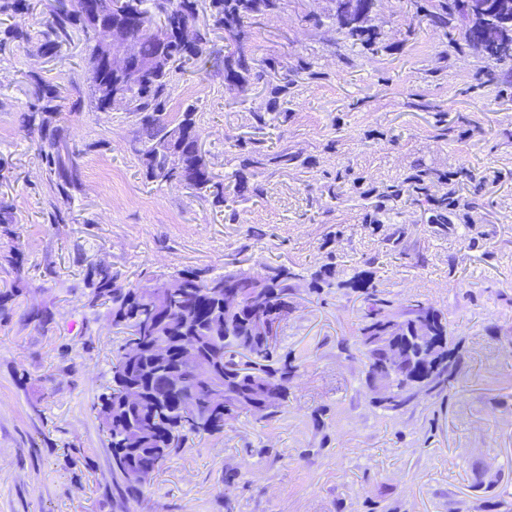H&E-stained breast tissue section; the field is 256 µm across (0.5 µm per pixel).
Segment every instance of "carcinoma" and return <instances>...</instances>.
I'll return each instance as SVG.
<instances>
[{"label": "carcinoma", "mask_w": 512, "mask_h": 512, "mask_svg": "<svg viewBox=\"0 0 512 512\" xmlns=\"http://www.w3.org/2000/svg\"><path fill=\"white\" fill-rule=\"evenodd\" d=\"M96 16L67 8L66 0H50L43 30L37 42H32L29 30L17 24L3 30L0 48L12 42L32 45V53L41 57L56 55L70 41L73 33L84 35L87 50L90 98L98 112L112 111V92L123 79L112 73L110 63L100 57V49L108 38L138 34L145 25L164 22L169 28L166 44L146 37L141 40L140 53L145 59L162 58L153 70L135 87L127 88L121 110L136 117L133 149L145 177L152 181L180 183L188 181L203 198L215 207L227 206L226 187L216 180L210 163L201 150V131L195 118V107L187 106L174 119L169 116L171 86L174 75L186 69L190 61L209 52L211 29L196 27L188 44L180 43L175 32L184 24L193 25L198 12V0H92ZM286 0H209L213 26L224 30L234 40V51L224 57V82L241 90L260 80L269 72L281 68L274 57L254 58L248 45L245 23L279 12ZM30 9L28 0H0V16L20 17ZM459 12V0H437L428 21L436 28L448 27V15ZM333 23L342 38L353 44L372 47L377 36L366 26L347 28L340 15L332 14ZM466 40L488 56L499 61H512V52L490 49L467 32ZM293 82L288 78L272 86L276 118L288 120V95ZM61 87L52 82L36 84L33 102L20 114L23 132L37 138L41 165L49 175L57 177L56 194L62 201L71 198L77 186L76 164L68 165L58 151L65 137L59 124ZM286 169L300 162V155L286 149L270 151L262 141L250 142L241 161V169L233 174L232 191L236 197L260 196L263 189L251 183L244 170L261 161ZM474 183L480 192L484 180L466 171L439 172L422 163L403 181L380 190L359 193L364 221L382 224V217L411 200L423 208L427 222L443 230H453L452 217L457 210L472 209L476 202L465 200L448 188L456 176ZM16 218L12 209L0 204V233L16 236ZM20 282L25 278L22 254L11 250L0 255ZM120 273L109 265L88 270L86 287L90 288L89 304L109 306L112 325L129 330V336L112 357V387L94 404L102 430L112 448V476L121 481L126 492L134 494L144 480L135 473L158 471L181 448L189 434L210 435L224 432V426L241 414H251L258 420H270L285 411L288 383L298 366L283 361L273 366V346L267 333L256 328L255 321L264 318L278 324L288 318L293 309L297 288L311 293L325 288H352L365 291V309L358 324L357 350L366 358V381H372L384 370L392 375L393 386L380 407L390 412L406 410L414 404L417 392L428 396H447L455 386L462 357L450 347L447 322L425 302L414 300L396 309L378 290L367 272L354 274L347 280H336L329 266L305 276L286 266H269L261 277L245 270L211 274L207 270L186 269L174 275L183 288L171 294L165 281L158 279L149 285L125 288L118 284ZM240 296V306L224 308L225 292ZM427 325L432 329L433 345L438 361L421 364L391 362L379 345L382 336H393L395 330L404 336L416 335ZM165 338L171 353L158 360L152 353L153 344ZM187 343L197 356L209 365V374L200 373L179 355ZM134 347L135 361L125 360V352ZM136 389L141 396L138 405L124 404L127 391ZM223 393V404H213L216 392Z\"/></svg>", "instance_id": "cac0c4a2"}]
</instances>
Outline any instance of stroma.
<instances>
[{
    "label": "stroma",
    "instance_id": "35a3bbf8",
    "mask_svg": "<svg viewBox=\"0 0 512 512\" xmlns=\"http://www.w3.org/2000/svg\"><path fill=\"white\" fill-rule=\"evenodd\" d=\"M431 0H375L366 25L374 49L345 42L332 0H288L251 21L256 58L270 73L240 91L224 83L226 33L177 75L170 109L195 106L202 149L218 180L239 170L244 141L300 154L302 165L254 170L261 196L235 204V220L196 191L147 180L131 144L135 118L90 106L86 47L73 35L51 59L28 46L0 52V202L10 205L27 284L13 288L0 320V512H512V63L465 39V24L428 25ZM294 86L287 121L256 128L272 85ZM62 88L64 153H77L79 188L51 223L57 195L35 139L19 127L37 82ZM484 178L479 206L454 233L427 223L411 203L365 224L357 194L325 186L351 169L363 188H383L415 159ZM404 249L386 251L389 225ZM336 276L370 271L394 305L419 299L438 310L461 343L465 366L448 399H424L391 415L366 386L356 331L361 293L299 291L278 329L277 358H295L284 413L241 415L214 436L188 437L140 497L112 480V450L93 409L112 384V354L125 335L106 306L89 307L85 274L105 263L125 285L184 269L263 272L286 265ZM51 312L48 324L36 312ZM484 484L473 488L472 470Z\"/></svg>",
    "mask_w": 512,
    "mask_h": 512
}]
</instances>
